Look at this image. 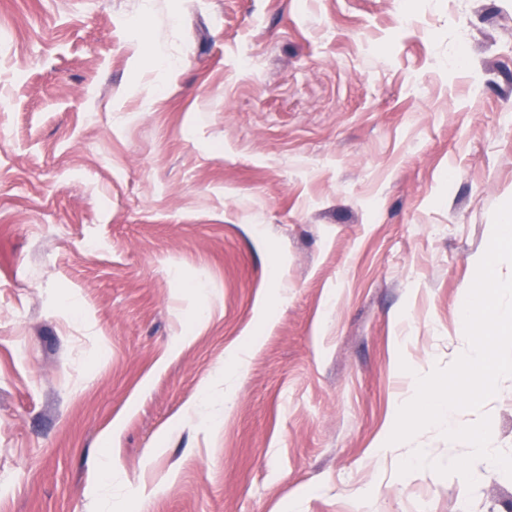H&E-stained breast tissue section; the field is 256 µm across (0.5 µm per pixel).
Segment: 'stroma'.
Here are the masks:
<instances>
[{
	"instance_id": "obj_1",
	"label": "stroma",
	"mask_w": 512,
	"mask_h": 512,
	"mask_svg": "<svg viewBox=\"0 0 512 512\" xmlns=\"http://www.w3.org/2000/svg\"><path fill=\"white\" fill-rule=\"evenodd\" d=\"M511 199L512 0H0V512H505L387 439Z\"/></svg>"
}]
</instances>
